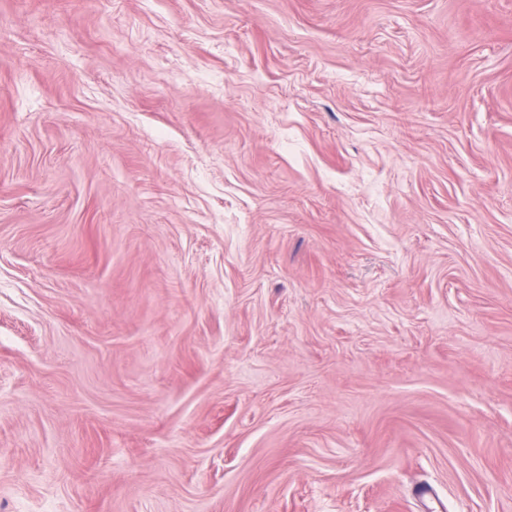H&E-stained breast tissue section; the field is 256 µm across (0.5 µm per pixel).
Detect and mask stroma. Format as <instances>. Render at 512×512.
Returning <instances> with one entry per match:
<instances>
[{
	"label": "stroma",
	"mask_w": 512,
	"mask_h": 512,
	"mask_svg": "<svg viewBox=\"0 0 512 512\" xmlns=\"http://www.w3.org/2000/svg\"><path fill=\"white\" fill-rule=\"evenodd\" d=\"M0 512H512V0H0Z\"/></svg>",
	"instance_id": "1"
}]
</instances>
